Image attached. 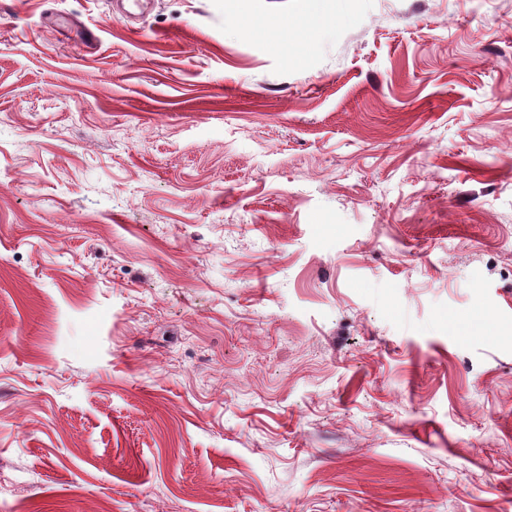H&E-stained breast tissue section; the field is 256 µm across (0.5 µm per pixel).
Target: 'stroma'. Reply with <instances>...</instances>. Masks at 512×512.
Returning <instances> with one entry per match:
<instances>
[{
	"label": "stroma",
	"instance_id": "stroma-1",
	"mask_svg": "<svg viewBox=\"0 0 512 512\" xmlns=\"http://www.w3.org/2000/svg\"><path fill=\"white\" fill-rule=\"evenodd\" d=\"M112 2L0 0V512H512V0Z\"/></svg>",
	"mask_w": 512,
	"mask_h": 512
}]
</instances>
